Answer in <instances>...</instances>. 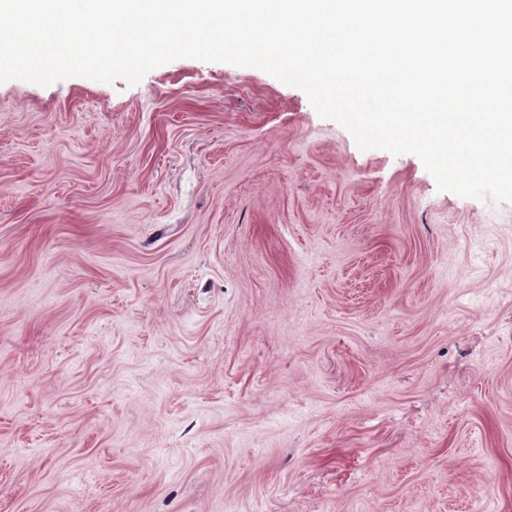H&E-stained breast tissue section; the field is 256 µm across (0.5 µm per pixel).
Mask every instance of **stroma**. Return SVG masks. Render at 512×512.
<instances>
[{
	"label": "stroma",
	"mask_w": 512,
	"mask_h": 512,
	"mask_svg": "<svg viewBox=\"0 0 512 512\" xmlns=\"http://www.w3.org/2000/svg\"><path fill=\"white\" fill-rule=\"evenodd\" d=\"M0 512H512V204L255 67L0 84Z\"/></svg>",
	"instance_id": "35a3bbf8"
}]
</instances>
